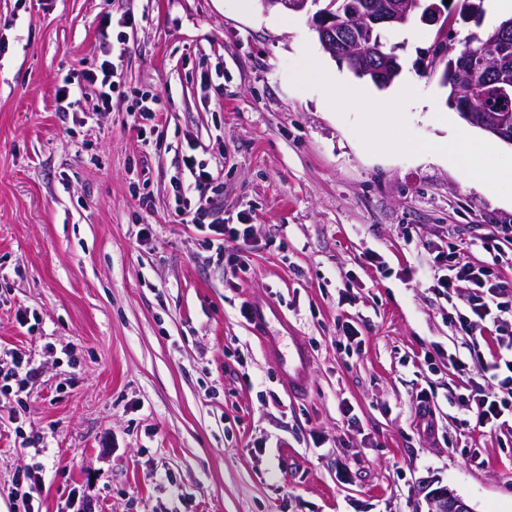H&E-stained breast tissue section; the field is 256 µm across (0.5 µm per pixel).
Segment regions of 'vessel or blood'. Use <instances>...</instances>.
I'll list each match as a JSON object with an SVG mask.
<instances>
[{
	"instance_id": "obj_1",
	"label": "vessel or blood",
	"mask_w": 512,
	"mask_h": 512,
	"mask_svg": "<svg viewBox=\"0 0 512 512\" xmlns=\"http://www.w3.org/2000/svg\"><path fill=\"white\" fill-rule=\"evenodd\" d=\"M250 323L266 355L277 365L289 393L299 399L305 398L309 393L310 359L302 341L294 335L274 305L253 306Z\"/></svg>"
}]
</instances>
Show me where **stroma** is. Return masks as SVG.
Instances as JSON below:
<instances>
[{
  "label": "stroma",
  "instance_id": "obj_1",
  "mask_svg": "<svg viewBox=\"0 0 512 512\" xmlns=\"http://www.w3.org/2000/svg\"><path fill=\"white\" fill-rule=\"evenodd\" d=\"M107 17L126 36L112 109L89 113L85 86L61 111L56 89L100 62ZM435 34L417 19L382 30L402 70L381 89L324 52L306 11L0 0V350L40 371L0 417V512L34 461L40 512L82 495L95 512H427L434 483L473 512H512V432L459 424L465 379L448 358L473 345L422 247L457 243L512 285V264L482 246L512 225V183L473 170L485 145H512L463 120L424 69ZM397 86L425 110L392 112ZM142 94L164 112L146 131ZM451 131L471 140L447 157L410 148ZM188 153L223 184L225 223L254 227L238 277L176 214ZM245 303L278 305L310 349L304 400H289Z\"/></svg>",
  "mask_w": 512,
  "mask_h": 512
}]
</instances>
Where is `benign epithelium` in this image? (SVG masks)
<instances>
[{
    "label": "benign epithelium",
    "mask_w": 512,
    "mask_h": 512,
    "mask_svg": "<svg viewBox=\"0 0 512 512\" xmlns=\"http://www.w3.org/2000/svg\"><path fill=\"white\" fill-rule=\"evenodd\" d=\"M311 2L323 3L313 15V21L325 52L378 82L399 68V57L395 51L385 52L378 46L370 50L360 48L357 41L346 35L349 23L362 17L368 28L377 32L405 20L411 12L419 14L422 22L437 28L436 39L424 60L432 68L444 65L442 83L452 85L454 104L480 129L512 144V121L506 113L488 112L476 116L471 112L474 100L485 94L493 95L502 104L512 102V77L501 75L494 81L489 79V67L502 54L507 37L512 33L511 16L502 19L493 32L483 30L473 34V39L480 42V50H469L452 57V49L448 48V25L457 18L425 0H383L381 3L378 0H345L341 4L338 0H261L266 10L277 8L294 12L305 10ZM428 506V512H472L470 505L447 487L432 491Z\"/></svg>",
    "instance_id": "1"
}]
</instances>
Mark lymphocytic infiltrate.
<instances>
[{
	"mask_svg": "<svg viewBox=\"0 0 512 512\" xmlns=\"http://www.w3.org/2000/svg\"><path fill=\"white\" fill-rule=\"evenodd\" d=\"M115 43L108 31H101L99 51L102 62L82 70L77 77L64 78L57 89L59 101H68L74 84L92 86L95 91L94 112L112 109V91L116 86L118 69L112 61ZM184 166L193 179L198 198L191 210V222L198 228L208 229L217 249L226 244L248 240L253 227L249 224H225L214 218L215 198L222 192L206 165L194 156H186ZM469 284L473 293L466 301H458L461 284ZM433 288L439 295L454 303V321L471 342L482 341L487 353L471 354L469 360L452 359L454 369L465 373L473 370L488 374L487 383L468 380L467 392L460 397L464 411L475 413L479 426L493 429L504 427L506 418H512V321L505 315L512 310L507 301L506 283L500 281L488 268L460 261L457 244L446 243L434 260Z\"/></svg>",
	"mask_w": 512,
	"mask_h": 512,
	"instance_id": "f902f5d3",
	"label": "lymphocytic infiltrate"
}]
</instances>
